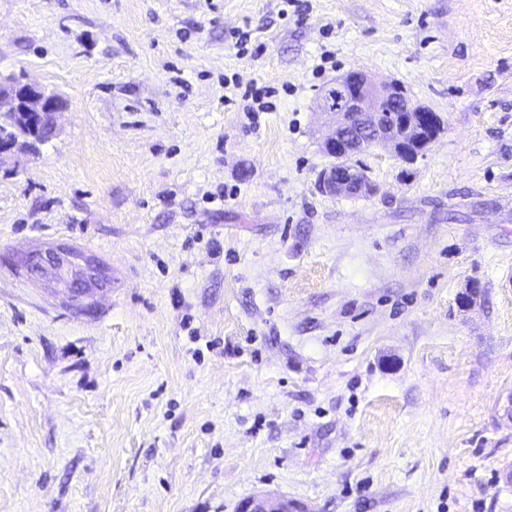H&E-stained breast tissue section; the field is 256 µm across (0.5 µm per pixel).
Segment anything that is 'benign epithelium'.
Returning a JSON list of instances; mask_svg holds the SVG:
<instances>
[{"mask_svg": "<svg viewBox=\"0 0 512 512\" xmlns=\"http://www.w3.org/2000/svg\"><path fill=\"white\" fill-rule=\"evenodd\" d=\"M400 101V123L387 122L383 112L390 101ZM61 99L38 84L17 79L0 81V161L23 145L35 146L49 138ZM319 110L336 115V127L324 141V150L336 162L321 175V188L331 195H366L374 191L356 157L371 150H385L405 163L424 155L442 130L439 115L412 101L398 83L377 85L364 72L350 70L321 93ZM416 135L414 141L407 134ZM39 271L72 267L84 278H100L98 264L90 257L64 247L37 250L27 257ZM236 512H299L286 498L271 501L263 496L242 500Z\"/></svg>", "mask_w": 512, "mask_h": 512, "instance_id": "7a95c632", "label": "benign epithelium"}]
</instances>
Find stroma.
<instances>
[{
	"label": "stroma",
	"instance_id": "1",
	"mask_svg": "<svg viewBox=\"0 0 512 512\" xmlns=\"http://www.w3.org/2000/svg\"><path fill=\"white\" fill-rule=\"evenodd\" d=\"M282 9L0 0V75L63 101L0 161V512H512V0ZM351 69L444 130L328 195ZM60 244L102 285L25 273ZM235 512H299L293 502L287 498L271 501L263 496H254L242 500Z\"/></svg>",
	"mask_w": 512,
	"mask_h": 512
}]
</instances>
